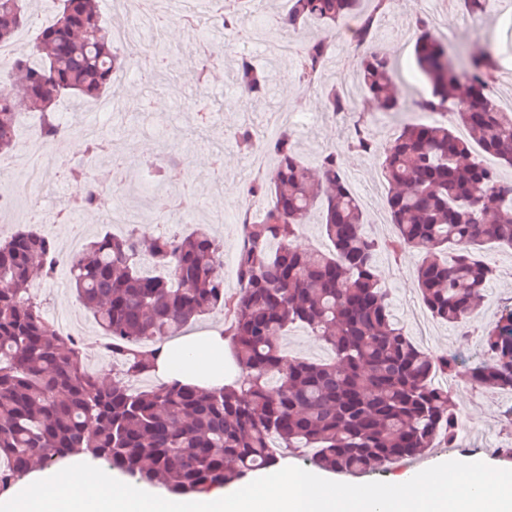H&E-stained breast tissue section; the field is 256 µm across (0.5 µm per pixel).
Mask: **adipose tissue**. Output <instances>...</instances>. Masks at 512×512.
I'll return each mask as SVG.
<instances>
[{
    "mask_svg": "<svg viewBox=\"0 0 512 512\" xmlns=\"http://www.w3.org/2000/svg\"><path fill=\"white\" fill-rule=\"evenodd\" d=\"M224 336L221 329L197 331L167 342L157 360L154 375L168 381L184 376L186 383L219 387L224 383Z\"/></svg>",
    "mask_w": 512,
    "mask_h": 512,
    "instance_id": "obj_1",
    "label": "adipose tissue"
}]
</instances>
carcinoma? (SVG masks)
Listing matches in <instances>:
<instances>
[{"mask_svg": "<svg viewBox=\"0 0 512 512\" xmlns=\"http://www.w3.org/2000/svg\"><path fill=\"white\" fill-rule=\"evenodd\" d=\"M34 0H0V44L14 41L30 21ZM353 17L354 40L369 42L371 16L362 0H288L285 24L332 27ZM414 58L429 92L412 106L453 116L403 127L385 152L382 170L395 237L388 243L364 231V210L343 175L342 154L328 151L316 164L303 161L284 130L266 143L275 158L271 180L248 193L272 204L258 221L243 224L237 255L241 288L230 293L219 268L224 245L203 225L183 233L142 237L136 225L116 235L109 226L88 239L68 265L78 298L109 339L105 348L120 375L101 382L85 366L81 344L58 333L30 292L36 270L49 274L54 243L35 228L0 236V493L35 465L60 459L104 461L143 483L161 482L174 495H198L245 481L277 463L280 449H307L310 464L360 475L424 455L442 440L455 444L456 403L438 378L459 372L453 352L418 346L392 316L376 274L378 253L420 254L417 288L433 318L461 323L481 305L494 268L485 247L512 249V180L480 155L512 168V110L491 93L493 52L458 60L415 21ZM330 53L321 38L302 47L297 79L309 87ZM134 65L112 39L101 0H53L49 24L36 32L32 52L14 57L0 78V162L15 145L19 99L42 118L43 139L63 135L58 106L96 99L112 90V77ZM151 80L167 70L162 53L143 62ZM365 97L389 112L404 104L393 93V62L379 51L362 55ZM271 75L241 58L235 82L248 98L269 92ZM326 111L353 105L336 86L320 85ZM348 148L364 155L373 141L356 124ZM181 162L171 153L151 164L152 179L166 182ZM83 162L66 160L59 174L86 178ZM94 181L67 206L97 208ZM331 249L302 252L293 238L311 211ZM149 259L151 269L143 266ZM224 312V339L239 370L221 388L174 378L137 390L152 377L163 344L199 318ZM293 325L319 337L327 362L295 358L278 337ZM482 361L468 381L480 390L512 392V312L481 339Z\"/></svg>", "mask_w": 512, "mask_h": 512, "instance_id": "obj_1", "label": "carcinoma"}]
</instances>
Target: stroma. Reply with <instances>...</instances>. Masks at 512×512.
Masks as SVG:
<instances>
[{"label":"stroma","mask_w":512,"mask_h":512,"mask_svg":"<svg viewBox=\"0 0 512 512\" xmlns=\"http://www.w3.org/2000/svg\"><path fill=\"white\" fill-rule=\"evenodd\" d=\"M365 12L374 13L371 46L386 53L397 68L395 91L406 106L398 112H388L378 107L374 100L365 98L358 77L360 49L354 48L353 21L343 20L336 28L322 32L316 27L297 32L288 31V38L296 45L323 35L331 44V53L320 76L324 84H345L355 103V112L346 119L332 118L326 112L316 90L301 86L295 77L296 55L273 56L265 46L251 38L249 27H239L233 39L213 40V29L202 24L194 32L173 24L168 30V44L174 49L170 57V69L153 92H145L137 82L127 81L119 91L117 111L121 117L112 131L126 142V155L134 179L145 176L148 161L160 155L159 142L149 136L146 125L140 121L143 113H151L169 119L176 136L174 143L184 158V165L172 168L169 184L178 187L192 181L198 203L202 208L224 213V261L223 270H230L235 260L241 233L239 224L233 222L231 213L236 206L248 208L253 218H260L270 200L248 195L247 188L255 174L252 156L237 146L224 149V182L214 186L210 180V151L221 130H236L240 126H261L268 113L283 116L282 126L291 132L297 148L308 164H315L318 157L330 150L343 154L344 177L351 191L364 200L367 234L387 239L394 237L395 229L389 222L386 206L387 184L381 162L383 148L392 142L401 126L421 120L422 114L412 107L411 101L423 92L413 68V51L416 41L414 22L428 18L432 32L439 39L455 35L466 52L478 54L486 48H494L500 59V68L492 84V91L502 109L512 108V0H489L485 14L474 16L461 10L453 0H437L427 6L424 0H392L383 11H376L373 0H363ZM206 38L210 48L219 50L223 64L212 69L203 87L185 86L174 91L172 83L181 75L190 73L196 66L197 55L193 49L198 38ZM247 57L272 77V91L267 101L250 103L237 88L233 72L238 59ZM135 96V107H127L128 96ZM204 97L216 115L214 126L198 128L194 119L181 107L182 100ZM366 124L375 138L377 149L373 155L363 156L348 148V125L352 122ZM486 260L496 274L485 288L484 305L465 323L451 324L427 319L416 323L411 315L421 299L414 281V271L419 260L417 252L408 250L399 254L381 252L377 256V274L386 289L394 317L405 325L413 341L423 349L433 352L460 353L465 360H473L477 340L483 331L495 323L499 315L512 309V250L492 247L485 252ZM34 294L43 305L48 319L73 317L83 328L81 342L85 352L95 359V368L101 380L111 381L112 359L98 345V334L91 316L83 309L76 291L70 284L68 265H61L51 277L36 280ZM454 400L463 419L459 438L450 450L430 449L422 456L424 467L451 458L481 460L504 469H512V431L502 427L500 412L512 405V393L487 392L473 395L471 387L463 379H456ZM481 435L506 445V452L487 453L484 448L468 445V437Z\"/></svg>","instance_id":"1"}]
</instances>
